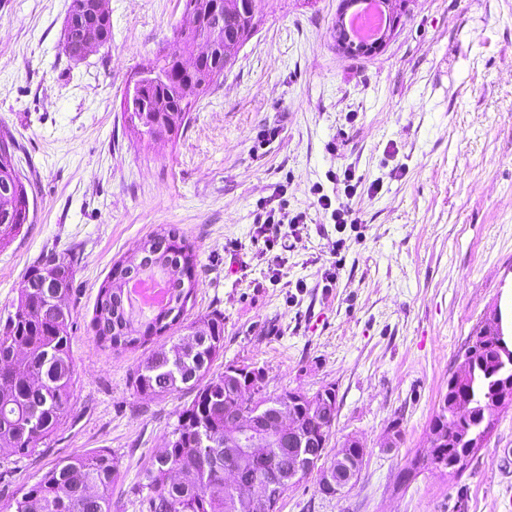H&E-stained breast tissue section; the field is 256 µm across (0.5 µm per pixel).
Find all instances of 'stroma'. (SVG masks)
<instances>
[{
    "label": "stroma",
    "mask_w": 512,
    "mask_h": 512,
    "mask_svg": "<svg viewBox=\"0 0 512 512\" xmlns=\"http://www.w3.org/2000/svg\"><path fill=\"white\" fill-rule=\"evenodd\" d=\"M70 3L0 0V134L30 180L29 222L0 249V315L48 251L76 266L77 315L74 410L34 454L0 452V512L96 448L121 462L119 512H139L135 488L194 393H137L158 341L111 349L90 322L114 262L161 227L198 255L186 321L224 315L212 373L260 368L271 394L333 388L328 453L349 437L366 448L353 486L327 496L310 475L279 512H512L510 406L458 474L411 466L471 334L494 309L512 316V0H390L389 36L368 53L336 40L343 0H266L189 125L157 140L126 122L125 93L178 52L182 0H106L112 37L80 61L64 49ZM347 168L383 187L353 198L362 224L340 233L311 188L341 196L328 174ZM281 190L306 222L274 275L253 229Z\"/></svg>",
    "instance_id": "1"
}]
</instances>
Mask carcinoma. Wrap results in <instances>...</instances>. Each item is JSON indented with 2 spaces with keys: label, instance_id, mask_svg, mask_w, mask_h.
Instances as JSON below:
<instances>
[{
  "label": "carcinoma",
  "instance_id": "obj_1",
  "mask_svg": "<svg viewBox=\"0 0 512 512\" xmlns=\"http://www.w3.org/2000/svg\"><path fill=\"white\" fill-rule=\"evenodd\" d=\"M194 3L197 26L177 32L183 51L196 52L199 30L218 22L219 39L213 50L200 57L194 69L181 67L180 59L166 54L155 57L147 70L150 79L127 104L131 123L141 134L158 138L179 130L189 120L195 92L189 85L213 84L224 74L239 45L240 32L255 25V0H220L219 14L211 12L215 0ZM14 140L0 136V165L13 170L8 182L0 181V247L7 246L27 223L29 212L26 176L15 167L11 149ZM149 245L139 258L118 264L132 272L124 281L108 277L100 286L92 321L97 340L110 348H127L163 336L179 323L195 290L192 270L197 255L176 231L162 228L145 239ZM73 265L56 264L53 252L42 254L29 268L0 328V442L12 452L29 456L53 436L73 409L75 364L71 345L76 317L67 299L74 290ZM160 278L166 285L163 305L147 312L137 306L129 285L134 281ZM187 334L170 348L152 352L134 377L136 391L147 396H164L188 389L195 392L180 414L165 448L152 460L139 482L141 512H251L247 502L226 489L224 471L236 467L244 480L258 479L266 487L270 507L277 512L288 493V470L293 460L276 440L251 434L230 424L241 412L256 410L273 419L279 404L293 401L299 426L317 440L322 427L334 421L319 419L296 403L301 390L285 391L275 397L264 392L263 375L248 379L246 365L241 374L223 372L209 376L212 363L224 354V315L211 312L184 326ZM465 364L458 366L456 379L448 381L432 425L447 429L444 459L453 463L471 455L469 435L495 417L497 387L512 374V362L499 353L490 340L466 349ZM467 402L470 411L456 413ZM236 435L238 448L227 445ZM258 452L250 453L248 449ZM121 473L120 461L104 449L77 455L55 464L24 489L12 507L14 512H112V484Z\"/></svg>",
  "mask_w": 512,
  "mask_h": 512
}]
</instances>
